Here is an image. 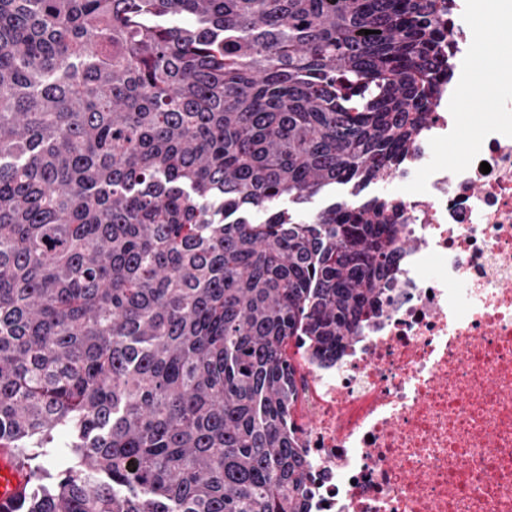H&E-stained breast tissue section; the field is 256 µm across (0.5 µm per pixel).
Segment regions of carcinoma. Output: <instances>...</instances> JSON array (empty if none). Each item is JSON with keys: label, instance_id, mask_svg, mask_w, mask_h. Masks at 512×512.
Segmentation results:
<instances>
[{"label": "carcinoma", "instance_id": "obj_1", "mask_svg": "<svg viewBox=\"0 0 512 512\" xmlns=\"http://www.w3.org/2000/svg\"><path fill=\"white\" fill-rule=\"evenodd\" d=\"M440 12L0 0V448L27 474L16 509L310 512L284 350L336 361L393 284L399 205L357 197L428 118ZM329 186L349 197L309 218L277 208ZM58 432L73 463L54 476Z\"/></svg>", "mask_w": 512, "mask_h": 512}]
</instances>
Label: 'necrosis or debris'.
<instances>
[{"mask_svg":"<svg viewBox=\"0 0 512 512\" xmlns=\"http://www.w3.org/2000/svg\"><path fill=\"white\" fill-rule=\"evenodd\" d=\"M466 6L440 14L438 94L398 175L395 286L335 365L299 369L312 512H512V100L435 159L476 39ZM458 107L460 111H464L467 119L456 139L448 142V150H443L439 154V158L447 160L448 163L465 153L470 142L479 134L482 123L479 119V113L471 112L470 105L463 104L461 107L458 105Z\"/></svg>","mask_w":512,"mask_h":512,"instance_id":"obj_1","label":"necrosis or debris"}]
</instances>
